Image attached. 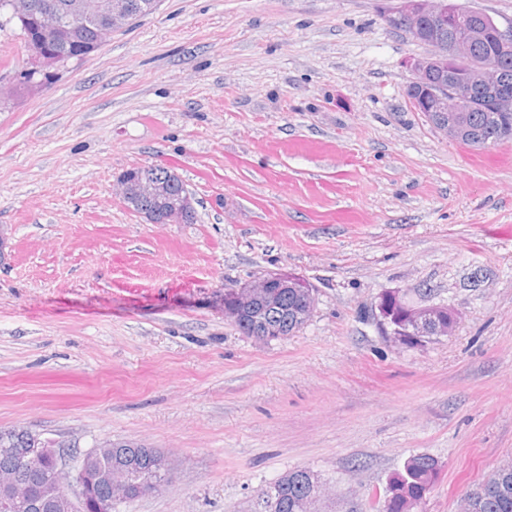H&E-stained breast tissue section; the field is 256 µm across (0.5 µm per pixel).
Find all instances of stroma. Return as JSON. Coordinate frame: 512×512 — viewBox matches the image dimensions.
<instances>
[{"label":"stroma","mask_w":512,"mask_h":512,"mask_svg":"<svg viewBox=\"0 0 512 512\" xmlns=\"http://www.w3.org/2000/svg\"><path fill=\"white\" fill-rule=\"evenodd\" d=\"M398 0H159L0 105V427L81 456L132 440L179 463L120 512H248L296 467L322 512H380L426 454L417 512L512 460V141L471 150L407 101L425 46ZM26 66L0 25V80ZM174 168L195 219L147 224L113 184ZM288 272L311 319L259 342L224 288ZM399 290L448 304L409 348L369 317ZM441 474V465L426 454L411 456L403 470L390 479L383 512H414L432 490Z\"/></svg>","instance_id":"35a3bbf8"}]
</instances>
